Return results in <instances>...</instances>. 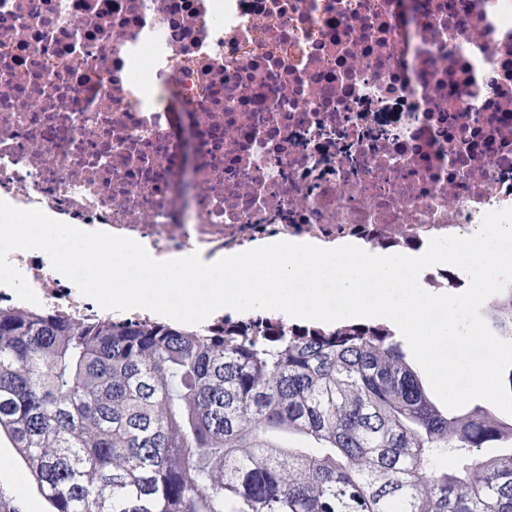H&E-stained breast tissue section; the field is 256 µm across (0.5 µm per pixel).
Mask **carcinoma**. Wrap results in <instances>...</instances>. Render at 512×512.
<instances>
[{
    "label": "carcinoma",
    "mask_w": 512,
    "mask_h": 512,
    "mask_svg": "<svg viewBox=\"0 0 512 512\" xmlns=\"http://www.w3.org/2000/svg\"><path fill=\"white\" fill-rule=\"evenodd\" d=\"M481 314L512 340V288ZM2 434L53 512H512V421L440 410L384 324L0 307Z\"/></svg>",
    "instance_id": "cac0c4a2"
}]
</instances>
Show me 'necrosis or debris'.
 Segmentation results:
<instances>
[{"mask_svg":"<svg viewBox=\"0 0 512 512\" xmlns=\"http://www.w3.org/2000/svg\"><path fill=\"white\" fill-rule=\"evenodd\" d=\"M420 2L412 43L399 0H0V198L206 261L458 234L512 207V0ZM10 259L42 307L106 317L45 253Z\"/></svg>","mask_w":512,"mask_h":512,"instance_id":"obj_1","label":"necrosis or debris"}]
</instances>
